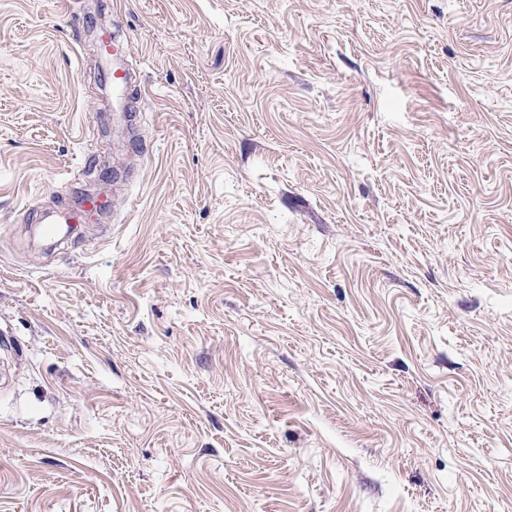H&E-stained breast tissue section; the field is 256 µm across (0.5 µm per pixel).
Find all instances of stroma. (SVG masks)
<instances>
[{
    "label": "stroma",
    "instance_id": "obj_1",
    "mask_svg": "<svg viewBox=\"0 0 512 512\" xmlns=\"http://www.w3.org/2000/svg\"><path fill=\"white\" fill-rule=\"evenodd\" d=\"M0 361V512H512V0H0ZM103 208L102 201L91 195H83L77 206L41 214L36 209L29 210V217L38 224H45L46 234L50 238L68 234L79 224H90Z\"/></svg>",
    "mask_w": 512,
    "mask_h": 512
}]
</instances>
